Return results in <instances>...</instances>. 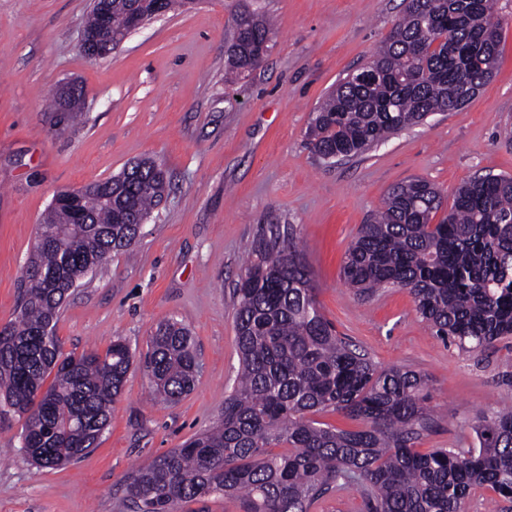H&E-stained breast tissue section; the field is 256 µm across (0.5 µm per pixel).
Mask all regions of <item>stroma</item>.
I'll return each instance as SVG.
<instances>
[{
  "label": "stroma",
  "mask_w": 512,
  "mask_h": 512,
  "mask_svg": "<svg viewBox=\"0 0 512 512\" xmlns=\"http://www.w3.org/2000/svg\"><path fill=\"white\" fill-rule=\"evenodd\" d=\"M274 23L248 75L224 77L243 5ZM91 0H0V326L18 314L37 228L56 192L150 157L168 188L129 251L67 298L55 328L62 354L125 340L135 354L97 448L63 468L24 458V421L0 416V512H135L125 478L215 425L239 366L234 288L270 225L293 226L317 300L339 335L379 367L427 375L436 426L419 451L470 447L480 412L512 406V339L476 353L433 336L407 290L361 298L345 253L392 187L413 178L453 194L486 173L512 176V0H496L501 55L464 107L430 115L363 154L326 163L307 138L313 114L364 66L403 12L402 0H196L152 21L109 57L80 49ZM84 90L73 120L47 104L65 82ZM183 322L201 364L194 389L148 395L150 336Z\"/></svg>",
  "instance_id": "stroma-1"
}]
</instances>
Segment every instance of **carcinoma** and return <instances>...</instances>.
Listing matches in <instances>:
<instances>
[{"label":"carcinoma","mask_w":512,"mask_h":512,"mask_svg":"<svg viewBox=\"0 0 512 512\" xmlns=\"http://www.w3.org/2000/svg\"><path fill=\"white\" fill-rule=\"evenodd\" d=\"M152 0L92 6L84 32L94 57L112 53V34ZM400 20L364 69L322 101L308 130L330 163L354 157L435 112L467 104L493 76L501 34L488 28L492 0H403ZM272 26L248 8L237 16L227 71L241 76L268 51ZM82 88L55 112L81 111ZM166 189L163 169L141 159L120 174L78 188L83 223L63 224L49 205L20 290L15 321L0 327V412L24 418L22 448L39 468L75 462L97 447L122 393L134 354L121 340L105 352L65 358L55 326L72 288L114 253L131 249ZM444 216L433 219L439 211ZM343 276L357 295L403 288L433 335L466 352L512 336V177L465 181L453 199L422 179L391 188L375 218L345 254ZM240 368L210 429L133 468L125 491L136 512H176L212 495L237 497L244 512H310L331 491L354 489L367 512H462L479 488L512 500V407L476 416L477 443L422 454L415 443L431 423L428 377L379 368L336 334L322 314L312 271L297 238L270 226L252 245L235 288ZM153 396L176 402L195 387L199 362L190 331L176 320L149 339ZM49 386H44L48 377ZM334 411L363 427L337 430L312 416Z\"/></svg>","instance_id":"carcinoma-1"}]
</instances>
